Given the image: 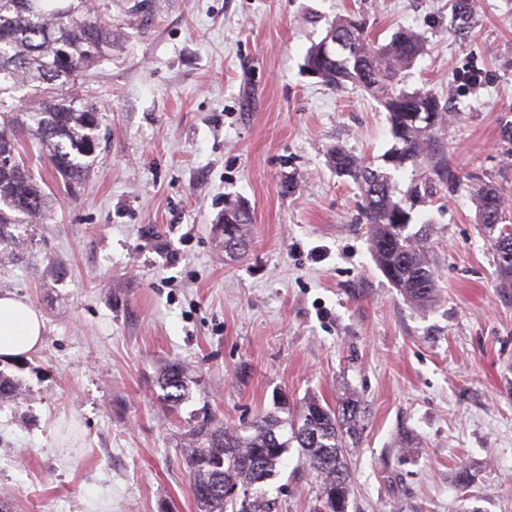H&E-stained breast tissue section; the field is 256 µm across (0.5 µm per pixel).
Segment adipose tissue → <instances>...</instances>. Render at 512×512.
<instances>
[{"label": "adipose tissue", "mask_w": 512, "mask_h": 512, "mask_svg": "<svg viewBox=\"0 0 512 512\" xmlns=\"http://www.w3.org/2000/svg\"><path fill=\"white\" fill-rule=\"evenodd\" d=\"M44 320L28 301L0 293V358L8 360L40 348Z\"/></svg>", "instance_id": "obj_1"}]
</instances>
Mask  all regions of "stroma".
<instances>
[{
	"mask_svg": "<svg viewBox=\"0 0 512 512\" xmlns=\"http://www.w3.org/2000/svg\"><path fill=\"white\" fill-rule=\"evenodd\" d=\"M112 54L84 86L103 113L86 185L0 262V292L43 316L41 349L0 363V500L12 512H198L180 440L202 403L229 426L315 396L367 407L350 449L348 512H512V290L478 224L495 185L512 219V0H97ZM401 27L424 51L401 75L448 106L436 149L455 177L412 213L430 222L434 300L419 305L373 256L333 148L381 160L387 113L324 86L304 60L330 21ZM477 73L479 85L466 79ZM249 244L224 251L226 200ZM181 363L191 396L161 410ZM414 446L401 451L400 433ZM310 512L297 450L266 484Z\"/></svg>",
	"mask_w": 512,
	"mask_h": 512,
	"instance_id": "1",
	"label": "stroma"
}]
</instances>
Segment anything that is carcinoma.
I'll return each mask as SVG.
<instances>
[{
    "mask_svg": "<svg viewBox=\"0 0 512 512\" xmlns=\"http://www.w3.org/2000/svg\"><path fill=\"white\" fill-rule=\"evenodd\" d=\"M0 0V256L17 259L30 252L21 224H36L53 205L38 183L30 162L32 149L46 158L69 191L88 176L100 141L102 113L79 93L84 73L106 58L112 47V22L94 0ZM423 51L421 36L401 28L384 44L370 43L366 22L338 16L326 35L305 56L306 70L336 89L351 83L373 96L388 112L392 145L383 155L385 167L358 160L340 148L330 162L349 176L361 192V209L369 224L373 255L386 278L410 299L427 303L435 295V270L424 255L429 225L420 236L405 233L411 221L405 200L396 195L393 172L424 163L440 180L450 171L433 151L437 131L448 108L432 92L398 87V75ZM480 216L492 212L498 224H486L495 251L499 287L512 288V224L506 223L500 192L477 189ZM250 217L236 200L224 203V230L243 245ZM169 415L189 398L184 369L171 364L161 378ZM22 396L17 380L0 372V401ZM364 411L358 400L342 399L336 408L312 397L300 407L297 423L275 415L256 416L248 425L220 422L208 404L199 409L184 434L182 447L191 469V492L199 512H242L226 489L238 488L247 512H279L262 484L274 475L288 449L299 448L302 463L318 483L315 512H347L351 474L348 441H357Z\"/></svg>",
    "mask_w": 512,
    "mask_h": 512,
    "instance_id": "carcinoma-1",
    "label": "carcinoma"
}]
</instances>
